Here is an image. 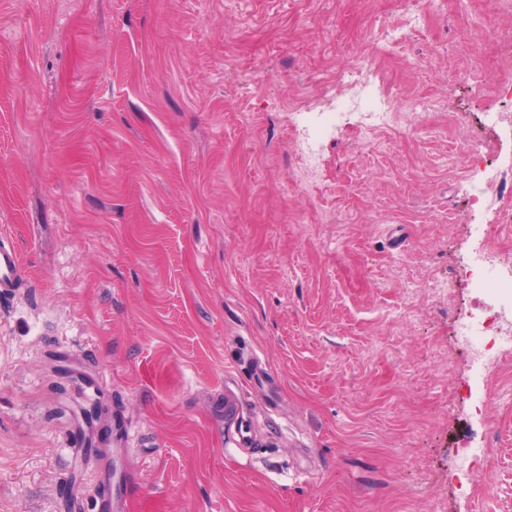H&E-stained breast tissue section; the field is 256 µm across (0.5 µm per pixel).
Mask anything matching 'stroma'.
<instances>
[{
    "mask_svg": "<svg viewBox=\"0 0 512 512\" xmlns=\"http://www.w3.org/2000/svg\"><path fill=\"white\" fill-rule=\"evenodd\" d=\"M400 9L0 0V512H97L115 473L123 512H512V351L482 393L455 336L470 225L512 256V171L495 222L465 163L512 151L483 117L512 113V8L446 0L381 49L377 90L437 101L427 127L344 114L299 180L310 75ZM21 270V260L13 246L0 241V294H7L16 287Z\"/></svg>",
    "mask_w": 512,
    "mask_h": 512,
    "instance_id": "stroma-1",
    "label": "stroma"
}]
</instances>
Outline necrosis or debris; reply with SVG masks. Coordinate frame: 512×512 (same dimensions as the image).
<instances>
[{
	"label": "necrosis or debris",
	"instance_id": "obj_1",
	"mask_svg": "<svg viewBox=\"0 0 512 512\" xmlns=\"http://www.w3.org/2000/svg\"><path fill=\"white\" fill-rule=\"evenodd\" d=\"M445 0H402L398 19L378 18L374 21L367 47L355 54L345 70L324 82L323 97L309 101L298 114L305 120L306 146L301 157L305 170H312L318 155V147L330 129L329 112H355L362 126L370 131L386 128L406 120L411 129H418L424 117L433 108L429 100H409L404 112L395 111L388 96L377 94L372 89L376 75L375 58L385 46L401 42L407 33L424 27L429 14L443 10ZM469 167L482 169L484 179L472 182L469 195L474 202L483 204L488 212H498L496 200L490 198L488 174L504 168H512V157L488 156L480 145H472L466 154ZM482 271L473 284L474 292L489 305L491 312L484 321H469L462 326L465 336L474 350H482L484 339L498 336L502 348L512 347V332L498 331L497 319L502 311L512 310V257L499 261L481 258Z\"/></svg>",
	"mask_w": 512,
	"mask_h": 512
}]
</instances>
